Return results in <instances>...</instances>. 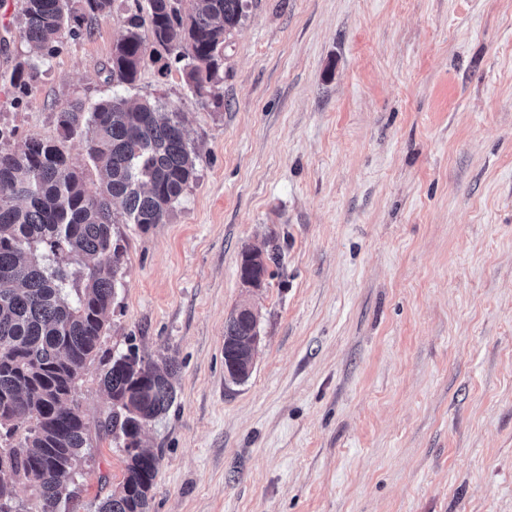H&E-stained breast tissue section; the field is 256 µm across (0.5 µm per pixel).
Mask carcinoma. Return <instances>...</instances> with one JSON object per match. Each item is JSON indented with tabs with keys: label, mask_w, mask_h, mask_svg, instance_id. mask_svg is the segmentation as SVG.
Masks as SVG:
<instances>
[{
	"label": "carcinoma",
	"mask_w": 512,
	"mask_h": 512,
	"mask_svg": "<svg viewBox=\"0 0 512 512\" xmlns=\"http://www.w3.org/2000/svg\"><path fill=\"white\" fill-rule=\"evenodd\" d=\"M148 3L151 41L132 15L112 52V81L131 85L147 62L173 53L192 93L220 100L224 42L245 18L247 0ZM111 7L112 0H20L27 54L53 55ZM35 78L21 62L9 74L21 94ZM57 126L58 139L32 136L0 149V512H21L18 482L34 490L36 512H60L73 499L89 445L75 383L97 350L125 256L112 238V203L120 202L123 223L146 231L165 223L196 170L182 112L159 101L75 100L57 112ZM73 138L101 175L94 191L66 150ZM278 260L274 249L245 250L240 278L263 282ZM257 321L251 310L235 311L224 326V367L234 383L249 378L245 355ZM175 373L164 360L112 358L102 378L112 403L108 427L122 439L127 464L95 512H149L159 459L142 447V434L175 401Z\"/></svg>",
	"instance_id": "cac0c4a2"
}]
</instances>
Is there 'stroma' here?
<instances>
[{
  "mask_svg": "<svg viewBox=\"0 0 512 512\" xmlns=\"http://www.w3.org/2000/svg\"><path fill=\"white\" fill-rule=\"evenodd\" d=\"M19 6L0 0L14 142L117 95L178 108L197 155L166 223L112 227L125 263L76 384V512L123 478L102 377L130 352L177 370L143 438L150 512H512V0H249L220 106L171 55L108 80L135 0L17 96ZM275 245L273 277L244 286L242 251ZM245 300L261 341L236 385L224 325Z\"/></svg>",
  "mask_w": 512,
  "mask_h": 512,
  "instance_id": "1",
  "label": "stroma"
}]
</instances>
